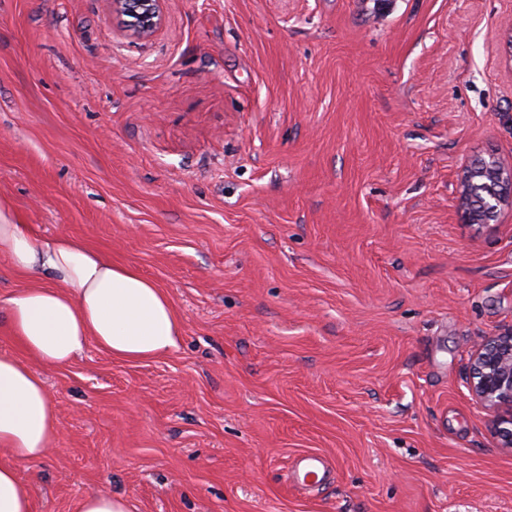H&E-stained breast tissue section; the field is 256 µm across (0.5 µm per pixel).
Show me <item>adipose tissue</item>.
<instances>
[{"label":"adipose tissue","mask_w":512,"mask_h":512,"mask_svg":"<svg viewBox=\"0 0 512 512\" xmlns=\"http://www.w3.org/2000/svg\"><path fill=\"white\" fill-rule=\"evenodd\" d=\"M0 257L33 283L4 307L24 358L0 355V512H31L21 463L44 459L57 444L59 421L36 366L60 367L88 344L142 361L174 349L180 320L168 295L136 267L113 262L66 235L37 237L0 210Z\"/></svg>","instance_id":"1"}]
</instances>
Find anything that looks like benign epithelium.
<instances>
[{
	"label": "benign epithelium",
	"instance_id": "obj_1",
	"mask_svg": "<svg viewBox=\"0 0 512 512\" xmlns=\"http://www.w3.org/2000/svg\"><path fill=\"white\" fill-rule=\"evenodd\" d=\"M112 11L126 18L127 31L145 39L163 24V0H110ZM502 190L482 200L488 214L512 206V168L494 164ZM466 385L471 395L490 413L494 438L500 448H512V329L486 337L471 354Z\"/></svg>",
	"mask_w": 512,
	"mask_h": 512
}]
</instances>
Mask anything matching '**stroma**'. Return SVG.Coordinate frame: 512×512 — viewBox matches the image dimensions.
<instances>
[{
	"instance_id": "obj_1",
	"label": "stroma",
	"mask_w": 512,
	"mask_h": 512,
	"mask_svg": "<svg viewBox=\"0 0 512 512\" xmlns=\"http://www.w3.org/2000/svg\"><path fill=\"white\" fill-rule=\"evenodd\" d=\"M0 0V206L138 268L172 351L43 369L60 436L31 512H512L465 372L512 328V0ZM334 463L305 496L291 458ZM163 0H110L112 11L125 19L127 31L137 39H145L163 24ZM499 177L502 190L485 195L481 201L483 208L492 216L501 206H512V168L494 163V178ZM77 512H129L127 499L120 495L95 491L78 503Z\"/></svg>"
}]
</instances>
